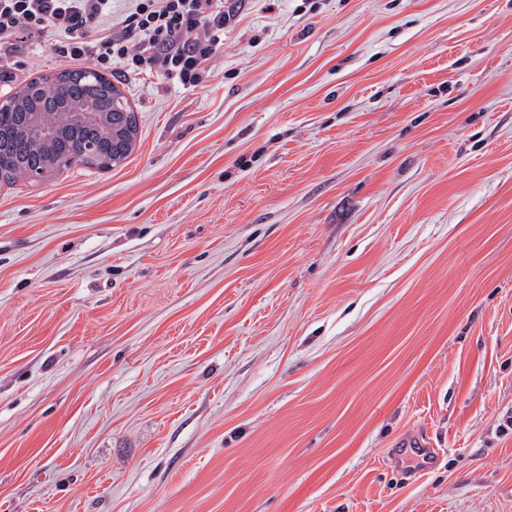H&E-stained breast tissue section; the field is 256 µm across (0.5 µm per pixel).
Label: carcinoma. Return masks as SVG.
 <instances>
[{"instance_id":"cac0c4a2","label":"carcinoma","mask_w":512,"mask_h":512,"mask_svg":"<svg viewBox=\"0 0 512 512\" xmlns=\"http://www.w3.org/2000/svg\"><path fill=\"white\" fill-rule=\"evenodd\" d=\"M37 86L56 94L30 95ZM116 94L121 91L109 78L88 69L41 75L25 84L0 111V149L10 157L0 181L28 178L38 169L47 175L73 161L96 169L123 162L135 148L137 124L133 115H114ZM92 141L100 152L86 149Z\"/></svg>"}]
</instances>
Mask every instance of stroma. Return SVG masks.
Wrapping results in <instances>:
<instances>
[{
  "label": "stroma",
  "instance_id": "obj_1",
  "mask_svg": "<svg viewBox=\"0 0 512 512\" xmlns=\"http://www.w3.org/2000/svg\"><path fill=\"white\" fill-rule=\"evenodd\" d=\"M106 74L131 156L0 183V512H512V0H239L201 85Z\"/></svg>",
  "mask_w": 512,
  "mask_h": 512
}]
</instances>
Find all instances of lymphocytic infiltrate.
I'll use <instances>...</instances> for the list:
<instances>
[{"instance_id":"f902f5d3","label":"lymphocytic infiltrate","mask_w":512,"mask_h":512,"mask_svg":"<svg viewBox=\"0 0 512 512\" xmlns=\"http://www.w3.org/2000/svg\"><path fill=\"white\" fill-rule=\"evenodd\" d=\"M227 0H134L112 15V0H0V82L15 78L11 57L23 36L52 39L63 61L111 67L129 75L161 73L197 86L224 42ZM111 27H104L105 19Z\"/></svg>"}]
</instances>
